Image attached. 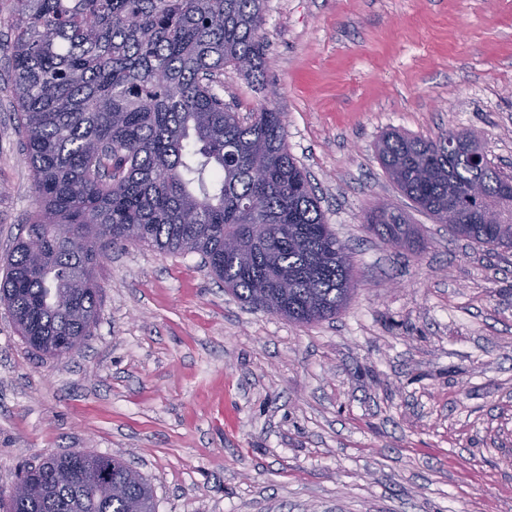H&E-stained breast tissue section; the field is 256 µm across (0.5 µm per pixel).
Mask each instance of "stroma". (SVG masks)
Here are the masks:
<instances>
[{"label": "stroma", "mask_w": 512, "mask_h": 512, "mask_svg": "<svg viewBox=\"0 0 512 512\" xmlns=\"http://www.w3.org/2000/svg\"><path fill=\"white\" fill-rule=\"evenodd\" d=\"M288 151L358 287L311 325L252 309L195 254L108 251L79 350L32 351L0 304V504L20 468L123 458L156 512H512V253L414 209L375 144L480 133L512 172V0H266ZM0 55V263L37 211ZM240 118L264 101L225 70ZM391 202L411 246L368 234Z\"/></svg>", "instance_id": "stroma-1"}]
</instances>
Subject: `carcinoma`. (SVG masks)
Masks as SVG:
<instances>
[{
    "mask_svg": "<svg viewBox=\"0 0 512 512\" xmlns=\"http://www.w3.org/2000/svg\"><path fill=\"white\" fill-rule=\"evenodd\" d=\"M265 0H13L7 70L39 204L0 279L17 331L45 355L79 348L97 322V247L199 254L225 290L297 324L332 319L356 285L288 152L283 113L244 122L216 76L267 65ZM469 131L390 132L379 161L414 206L455 237L512 251V175ZM480 180V200L468 193ZM366 230L416 236L404 214L371 206ZM42 240L35 256L30 241ZM25 472L9 512H155L150 483L118 458L49 455Z\"/></svg>",
    "mask_w": 512,
    "mask_h": 512,
    "instance_id": "carcinoma-1",
    "label": "carcinoma"
}]
</instances>
